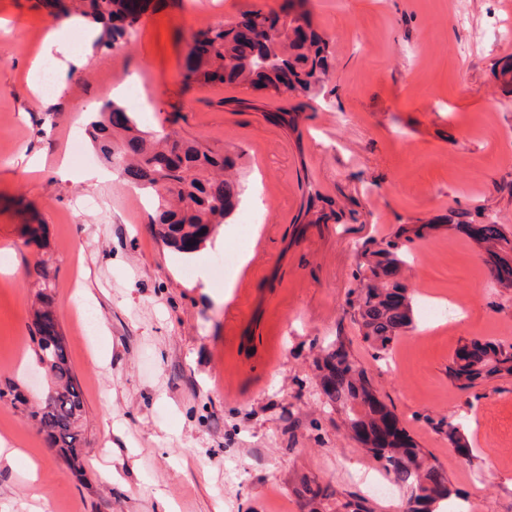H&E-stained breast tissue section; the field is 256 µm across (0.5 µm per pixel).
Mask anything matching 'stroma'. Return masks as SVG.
I'll return each instance as SVG.
<instances>
[{"instance_id":"obj_1","label":"stroma","mask_w":512,"mask_h":512,"mask_svg":"<svg viewBox=\"0 0 512 512\" xmlns=\"http://www.w3.org/2000/svg\"><path fill=\"white\" fill-rule=\"evenodd\" d=\"M287 0H148L128 43L97 49L68 36L64 86L36 97L28 69L56 19L40 0H0V388L45 397L28 327L39 263L83 391L82 468L70 471L37 424L0 400V438L40 464L0 463V512H312L301 479L330 501L399 512L355 479L381 465L326 408L313 361L335 339L370 373L378 395L450 483L481 512H512V376L469 389L448 365L466 341L512 344V291L497 288L449 211L487 208L512 230V90L496 77L512 58L507 0H307L333 47L316 102L224 84L184 85L199 26L234 22ZM93 64H86V57ZM134 80L135 115L239 156L242 193L193 257L165 247L139 192L54 171L73 125L106 101L124 102L100 73ZM337 212L302 216L308 186ZM98 197L101 206L81 202ZM258 223L244 225L252 209ZM43 227L40 245L24 242ZM428 225L403 273L416 327L376 360L346 311L356 251L402 226ZM238 253L232 272L216 260ZM90 309L92 323L81 313ZM458 423L469 454L432 423Z\"/></svg>"}]
</instances>
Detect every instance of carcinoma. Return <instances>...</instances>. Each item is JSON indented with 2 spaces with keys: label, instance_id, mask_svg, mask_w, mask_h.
Masks as SVG:
<instances>
[{
  "label": "carcinoma",
  "instance_id": "1",
  "mask_svg": "<svg viewBox=\"0 0 512 512\" xmlns=\"http://www.w3.org/2000/svg\"><path fill=\"white\" fill-rule=\"evenodd\" d=\"M306 0H288L279 12L253 9L235 23H216L192 34L188 43L183 81L220 82L235 87L267 90L276 97L316 99L328 79L330 42L313 27ZM54 16L74 14L101 25L94 42L111 48L130 35L140 10L139 0H54ZM92 141L115 167L129 188L154 200L158 237L179 252L198 251L236 206L240 193L236 159L216 156L199 141L174 132L143 130L132 113L114 102L90 113ZM427 225L400 228L390 239H369L357 251L356 290L347 299L353 323L362 338L382 359L397 339L414 328V310L401 280L407 262L406 243L423 236ZM448 229L473 240L499 287L512 290V231L486 219L485 209L451 211ZM40 284L39 308L34 311L31 341L44 371L54 380L59 398L29 412L49 444L70 466L79 465L72 451L80 444L79 420L83 392L73 372L52 307L48 289L51 274L36 268ZM325 404L345 411L348 429L390 476L406 490L407 512H442L459 492L444 484L447 477L428 462L426 453L380 401L366 369L346 343L338 339L322 349L314 361ZM448 374L464 387L495 376L512 375V345H462L448 365ZM459 451L469 443L459 427L445 420L436 423Z\"/></svg>",
  "mask_w": 512,
  "mask_h": 512
}]
</instances>
